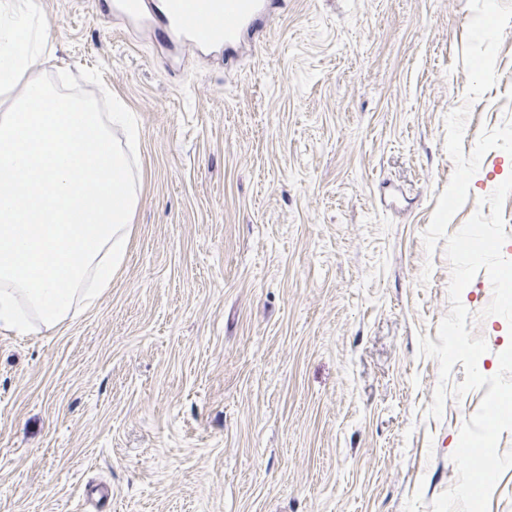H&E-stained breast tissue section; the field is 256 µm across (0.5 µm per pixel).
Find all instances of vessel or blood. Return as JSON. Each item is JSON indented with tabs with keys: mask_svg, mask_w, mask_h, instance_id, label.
I'll list each match as a JSON object with an SVG mask.
<instances>
[{
	"mask_svg": "<svg viewBox=\"0 0 512 512\" xmlns=\"http://www.w3.org/2000/svg\"><path fill=\"white\" fill-rule=\"evenodd\" d=\"M282 0H114L113 10L134 25L160 29L169 41L202 51L232 53L244 35H263ZM87 501L103 512L112 489L103 483L85 487Z\"/></svg>",
	"mask_w": 512,
	"mask_h": 512,
	"instance_id": "b4317fda",
	"label": "vessel or blood"
}]
</instances>
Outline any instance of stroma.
Here are the masks:
<instances>
[{
	"mask_svg": "<svg viewBox=\"0 0 512 512\" xmlns=\"http://www.w3.org/2000/svg\"><path fill=\"white\" fill-rule=\"evenodd\" d=\"M51 81L129 106L141 194L124 265L74 319L0 331V512H432L483 391L418 339L450 309L422 235L463 139L512 123V25L467 102L468 0H284L237 64L157 43L91 0H40ZM512 176L492 149L448 224ZM461 300L499 370L512 325ZM448 396L429 413L438 385Z\"/></svg>",
	"mask_w": 512,
	"mask_h": 512,
	"instance_id": "stroma-1",
	"label": "stroma"
}]
</instances>
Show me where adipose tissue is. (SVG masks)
<instances>
[{"label": "adipose tissue", "instance_id": "1", "mask_svg": "<svg viewBox=\"0 0 512 512\" xmlns=\"http://www.w3.org/2000/svg\"><path fill=\"white\" fill-rule=\"evenodd\" d=\"M41 17L38 0H0V329L19 335L111 286L139 201L133 112L49 79Z\"/></svg>", "mask_w": 512, "mask_h": 512}]
</instances>
